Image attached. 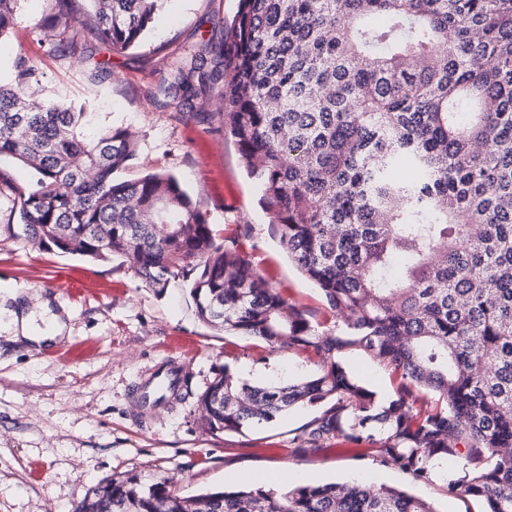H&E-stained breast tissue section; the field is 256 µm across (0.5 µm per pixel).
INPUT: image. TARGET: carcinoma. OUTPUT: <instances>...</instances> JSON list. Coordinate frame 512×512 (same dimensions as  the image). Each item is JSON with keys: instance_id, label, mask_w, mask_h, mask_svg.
Wrapping results in <instances>:
<instances>
[{"instance_id": "cac0c4a2", "label": "carcinoma", "mask_w": 512, "mask_h": 512, "mask_svg": "<svg viewBox=\"0 0 512 512\" xmlns=\"http://www.w3.org/2000/svg\"><path fill=\"white\" fill-rule=\"evenodd\" d=\"M18 0H0V37ZM78 23L115 51L138 44L165 0H91ZM232 43L185 49L155 94L195 109L192 75L224 62V125L274 235L344 327L321 332L247 255L217 241L178 180L115 173L136 156L122 128L36 100L26 61L0 84V167L26 237L62 254L118 258L151 288L192 278L200 321L319 368L254 385L227 365L195 401L211 433H239L299 405L320 412L296 452L371 439L414 481L465 460L448 492L512 512V0H239ZM353 347L402 382L386 403L340 361ZM436 405L423 408L427 394ZM84 512H436L358 478L181 497L168 481L111 479Z\"/></svg>"}]
</instances>
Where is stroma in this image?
Here are the masks:
<instances>
[{"label": "stroma", "instance_id": "obj_1", "mask_svg": "<svg viewBox=\"0 0 512 512\" xmlns=\"http://www.w3.org/2000/svg\"><path fill=\"white\" fill-rule=\"evenodd\" d=\"M238 6L239 0H166L143 40L116 53L73 20L51 23L53 0H20L15 27L0 38V82L11 80L14 62L23 58L41 77L35 96L91 100L97 126L123 127L136 142L137 156L120 179L173 174L220 242L237 244L289 305L306 311L318 330L332 331L335 312L274 238L259 204L261 184L248 175L224 128L223 62H211L215 76L196 111L160 106L146 94L184 48L226 38ZM62 35L77 42V55H51V43ZM11 207L0 198V512H75L120 476H137L146 486L170 478L177 493L192 496L257 487L272 470L299 484L363 475L377 485L408 488L437 512H484L481 499L448 493L445 477L418 483L379 465L376 445L365 440L295 454L296 432L318 413L311 406L240 434L206 432L194 403L215 367L229 364L236 376L264 384L298 379L315 370L316 358L274 353L207 326L186 281L172 280L161 291L118 261L41 249L26 239ZM17 292L28 306L47 300L67 310L69 340L31 352L7 342ZM178 340L195 345L182 399L164 409L140 407L134 391L142 375L175 357ZM342 361L378 396L394 395L399 378L391 368L358 350Z\"/></svg>", "mask_w": 512, "mask_h": 512}]
</instances>
